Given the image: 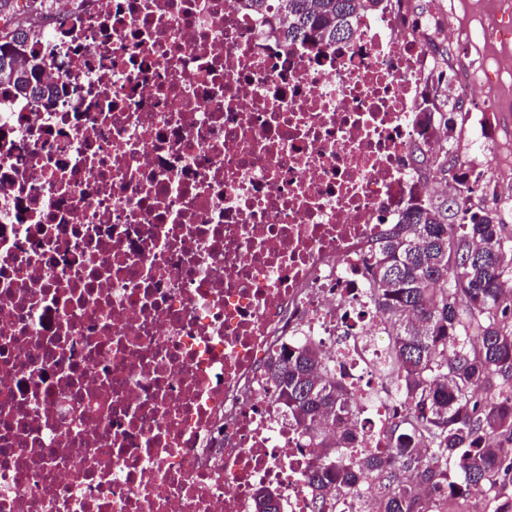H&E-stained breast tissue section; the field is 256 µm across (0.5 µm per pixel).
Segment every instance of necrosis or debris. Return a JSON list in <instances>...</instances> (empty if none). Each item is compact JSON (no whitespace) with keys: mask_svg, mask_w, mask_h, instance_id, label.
<instances>
[{"mask_svg":"<svg viewBox=\"0 0 512 512\" xmlns=\"http://www.w3.org/2000/svg\"><path fill=\"white\" fill-rule=\"evenodd\" d=\"M52 97L0 85V512H312L317 451L263 375L319 341L384 445L364 259L421 184L432 58L402 0L320 51L239 0H53Z\"/></svg>","mask_w":512,"mask_h":512,"instance_id":"4bbe7bcc","label":"necrosis or debris"}]
</instances>
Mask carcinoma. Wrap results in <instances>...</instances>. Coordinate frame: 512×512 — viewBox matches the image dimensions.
I'll list each match as a JSON object with an SVG mask.
<instances>
[{
  "instance_id": "obj_1",
  "label": "carcinoma",
  "mask_w": 512,
  "mask_h": 512,
  "mask_svg": "<svg viewBox=\"0 0 512 512\" xmlns=\"http://www.w3.org/2000/svg\"><path fill=\"white\" fill-rule=\"evenodd\" d=\"M269 14L290 46L331 47L354 38L355 23L386 0H240ZM24 30L0 36V82L22 98H43L40 63L23 49ZM32 90H27V87ZM432 86L418 108L438 127ZM457 222L450 224V216ZM365 287L389 338L386 370L404 408L388 426L389 451L361 445L360 401L323 364L313 339L284 345L266 364L279 407L320 449L306 481L313 512H346L345 497L376 481L372 512H447L448 499L512 478V229L465 199L412 203L365 259Z\"/></svg>"
}]
</instances>
